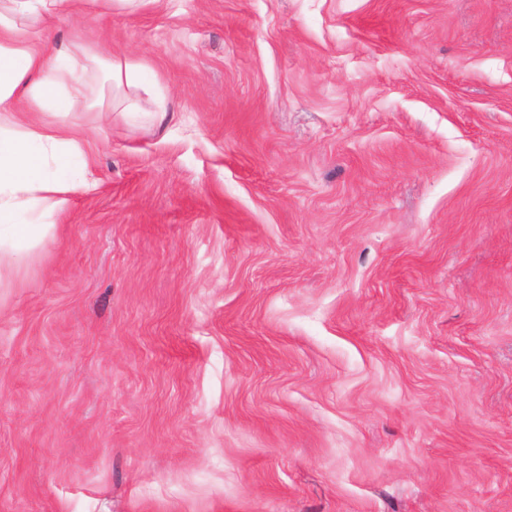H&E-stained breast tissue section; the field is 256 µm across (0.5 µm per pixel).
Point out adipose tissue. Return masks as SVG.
Returning a JSON list of instances; mask_svg holds the SVG:
<instances>
[{"label": "adipose tissue", "mask_w": 512, "mask_h": 512, "mask_svg": "<svg viewBox=\"0 0 512 512\" xmlns=\"http://www.w3.org/2000/svg\"><path fill=\"white\" fill-rule=\"evenodd\" d=\"M66 0H0V260H19L22 247L46 235L50 227L32 223L36 209L64 212L75 186L70 174L84 159L80 140L63 125L47 127L27 120L20 106H54L59 112L87 107L82 62L104 57L108 77L121 85L134 82L140 64L111 55L103 44L76 45L46 55L32 48L22 18L52 23ZM54 172H47V162Z\"/></svg>", "instance_id": "1"}]
</instances>
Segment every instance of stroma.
<instances>
[{
  "mask_svg": "<svg viewBox=\"0 0 512 512\" xmlns=\"http://www.w3.org/2000/svg\"><path fill=\"white\" fill-rule=\"evenodd\" d=\"M90 189L0 265V512H512V0H119Z\"/></svg>",
  "mask_w": 512,
  "mask_h": 512,
  "instance_id": "35a3bbf8",
  "label": "stroma"
}]
</instances>
